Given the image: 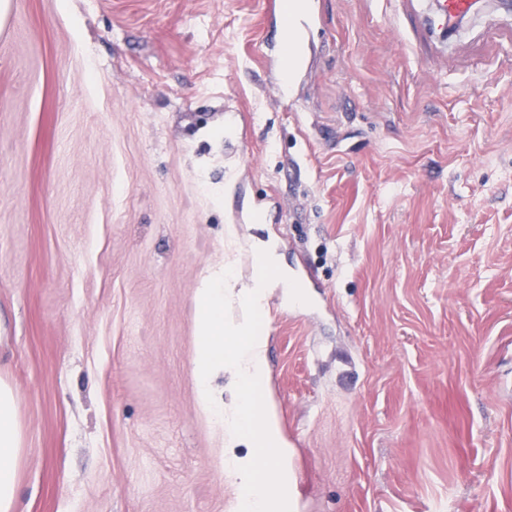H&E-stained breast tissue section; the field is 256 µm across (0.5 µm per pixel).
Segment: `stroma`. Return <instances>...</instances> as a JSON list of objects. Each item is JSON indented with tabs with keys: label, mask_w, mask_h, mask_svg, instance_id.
Instances as JSON below:
<instances>
[{
	"label": "stroma",
	"mask_w": 512,
	"mask_h": 512,
	"mask_svg": "<svg viewBox=\"0 0 512 512\" xmlns=\"http://www.w3.org/2000/svg\"><path fill=\"white\" fill-rule=\"evenodd\" d=\"M395 0H10L0 379L15 512H227L196 294L277 245L262 384L291 512H512V17ZM212 189L200 191V177ZM431 9L420 15L429 33L436 30L448 38L459 31L460 24L475 16L481 9L482 0H433ZM22 433L12 387L0 381V511L12 512L16 493V464L22 452Z\"/></svg>",
	"instance_id": "obj_1"
}]
</instances>
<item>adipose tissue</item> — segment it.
<instances>
[{"mask_svg":"<svg viewBox=\"0 0 512 512\" xmlns=\"http://www.w3.org/2000/svg\"><path fill=\"white\" fill-rule=\"evenodd\" d=\"M22 433L12 387L0 381V512H11L16 493V464Z\"/></svg>","mask_w":512,"mask_h":512,"instance_id":"1","label":"adipose tissue"}]
</instances>
